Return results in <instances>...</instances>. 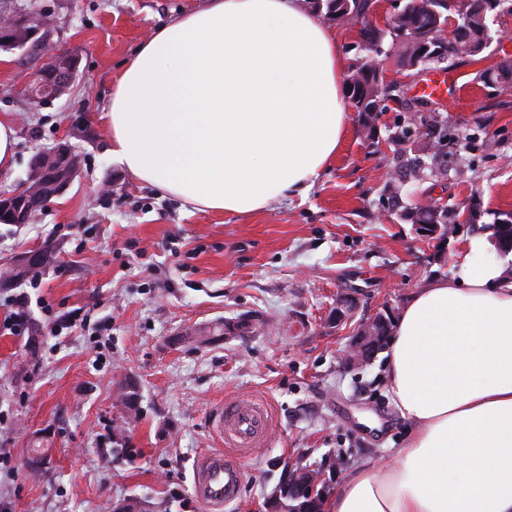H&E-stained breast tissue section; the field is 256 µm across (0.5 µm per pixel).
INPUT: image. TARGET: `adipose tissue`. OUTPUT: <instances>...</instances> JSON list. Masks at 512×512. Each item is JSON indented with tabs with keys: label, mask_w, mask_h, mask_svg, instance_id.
Here are the masks:
<instances>
[{
	"label": "adipose tissue",
	"mask_w": 512,
	"mask_h": 512,
	"mask_svg": "<svg viewBox=\"0 0 512 512\" xmlns=\"http://www.w3.org/2000/svg\"><path fill=\"white\" fill-rule=\"evenodd\" d=\"M334 34L299 0H210L156 28L112 82L113 163L225 216L307 196L347 131ZM483 236L410 295L383 380L409 432L326 512H512V280Z\"/></svg>",
	"instance_id": "obj_1"
}]
</instances>
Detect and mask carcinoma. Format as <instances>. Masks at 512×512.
<instances>
[{
	"label": "carcinoma",
	"instance_id": "obj_1",
	"mask_svg": "<svg viewBox=\"0 0 512 512\" xmlns=\"http://www.w3.org/2000/svg\"><path fill=\"white\" fill-rule=\"evenodd\" d=\"M500 0H405L401 11L384 27L369 20L375 0H309V7L318 13L345 25H362L359 30V46L376 54L382 53L383 43L390 41L399 47V65L407 71H422L452 58L481 60L491 40L490 22L494 21ZM457 19L447 43L434 41L430 34L448 24L449 18ZM346 93L349 103L357 113L366 137H373L378 115L386 111L387 101L400 96L393 83L379 78L376 72L365 68L363 61H357L346 79ZM401 106L397 131L392 142L401 146V154L414 153L405 160L396 159L394 170L384 186L382 199L387 207L394 208L402 202V187L407 175H418L420 179L440 181L448 178L445 159L454 146L461 143L448 130L445 120L437 119L435 112H420L415 103L406 99L398 101ZM469 212L468 223L478 221L479 203L471 198L464 210L449 214L432 206L403 207L401 219L415 225L446 224L448 231L454 230L463 211ZM38 274L27 266H13L0 272V281L13 283ZM224 340V322L220 321L208 332L194 336L186 335L185 343H213ZM118 404L126 416L140 412V394L137 387L125 380L119 385ZM326 498L323 485H318L315 495L300 489L281 494L271 504V512H325Z\"/></svg>",
	"mask_w": 512,
	"mask_h": 512
}]
</instances>
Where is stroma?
<instances>
[{
	"mask_svg": "<svg viewBox=\"0 0 512 512\" xmlns=\"http://www.w3.org/2000/svg\"><path fill=\"white\" fill-rule=\"evenodd\" d=\"M42 3L57 25L42 58L67 49L80 66L69 92L40 106L16 93L34 59L0 51V116L13 117L18 138L0 190L25 180L35 149L62 140L80 175L34 223L0 224V271L37 246L56 253L37 281L0 288V318L22 295L29 325L25 336L0 333V504L7 512H115L136 495L149 512H203L191 496L192 464L217 449L209 414L236 394L267 400L278 425L277 440L246 463L238 512H265L295 463L321 468L333 490L356 464L390 460L408 428L382 384L385 358L347 369L340 353L353 329L328 326V314L344 295L357 297L361 318L400 310L411 293L449 275L450 255L471 234L461 227L440 245L399 215L381 218L398 105L389 104L370 139L350 120L307 197L246 216L202 212L112 162L103 109L134 49L208 0ZM492 31L499 39L481 61L454 65L467 84L464 105L441 104L451 130L470 136L468 147L448 157L447 179L406 185L413 203L427 197L456 209L477 197L484 225L512 214V81L481 78L512 65V13L498 14ZM105 183L112 191L99 195ZM45 300L85 314L86 327L51 335ZM222 318L250 329L225 342L171 345ZM124 379L139 390L141 415L125 431L133 458L118 461L112 430ZM38 435L49 451L34 472L26 460Z\"/></svg>",
	"mask_w": 512,
	"mask_h": 512,
	"instance_id": "obj_1",
	"label": "stroma"
}]
</instances>
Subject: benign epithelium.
Listing matches in <instances>:
<instances>
[{
  "label": "benign epithelium",
  "mask_w": 512,
  "mask_h": 512,
  "mask_svg": "<svg viewBox=\"0 0 512 512\" xmlns=\"http://www.w3.org/2000/svg\"><path fill=\"white\" fill-rule=\"evenodd\" d=\"M53 25L52 14L44 7L28 0H15L9 9L0 11V44L20 45L26 50L43 42ZM79 64L80 59L76 53L61 52V59H52L43 64L44 68L55 71L56 83L48 85V91L41 95L35 94L29 88L25 90V96L39 105L53 102L69 91ZM29 166L31 173L19 189L0 192V222L3 224L21 226L34 222L52 198L62 195L68 189L78 172L74 154L69 145L64 143L36 150L31 156ZM492 242L499 253L512 252V226L504 227ZM357 308L356 298H338L336 307L330 315V322L337 325L350 319ZM392 316L393 311L386 309L371 315L359 324L343 355L346 367L359 369L370 363L367 349L380 340L376 329ZM316 478L313 467L297 466L289 468L288 471L290 484H309L315 482Z\"/></svg>",
  "instance_id": "obj_1"
}]
</instances>
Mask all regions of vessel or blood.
Masks as SVG:
<instances>
[{"instance_id":"obj_1","label":"vessel or blood","mask_w":512,"mask_h":512,"mask_svg":"<svg viewBox=\"0 0 512 512\" xmlns=\"http://www.w3.org/2000/svg\"><path fill=\"white\" fill-rule=\"evenodd\" d=\"M457 84V76L434 74L418 83L417 95L440 100L449 87ZM209 427L221 438L224 448L198 457L191 493L205 512H227L240 499L246 479V460L275 432V414L257 397L235 396L225 399L212 413Z\"/></svg>"}]
</instances>
